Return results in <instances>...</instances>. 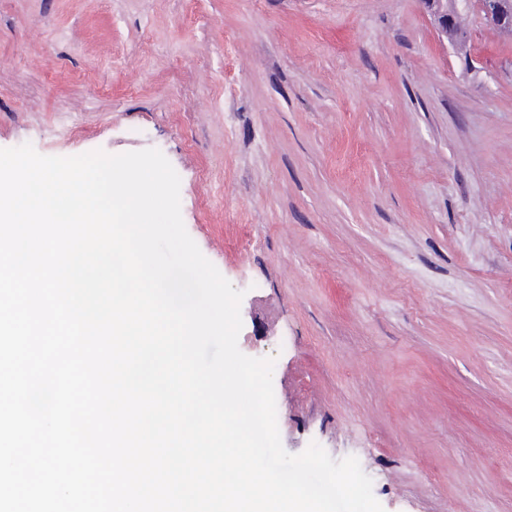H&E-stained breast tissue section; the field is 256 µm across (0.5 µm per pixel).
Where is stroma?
Here are the masks:
<instances>
[{
  "label": "stroma",
  "mask_w": 512,
  "mask_h": 512,
  "mask_svg": "<svg viewBox=\"0 0 512 512\" xmlns=\"http://www.w3.org/2000/svg\"><path fill=\"white\" fill-rule=\"evenodd\" d=\"M160 150L292 454L512 512V40L420 0H0V148ZM449 1V0H447ZM446 0H420L425 11L431 17L437 32L445 36L449 42L461 44L464 37L462 23L463 14H456L454 20L448 24V2ZM447 28V33H446Z\"/></svg>",
  "instance_id": "35a3bbf8"
}]
</instances>
